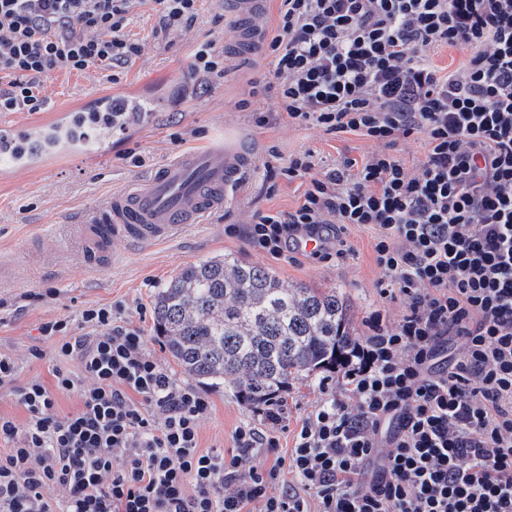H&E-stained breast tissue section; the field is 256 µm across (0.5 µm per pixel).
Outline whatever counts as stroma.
Here are the masks:
<instances>
[{"mask_svg": "<svg viewBox=\"0 0 512 512\" xmlns=\"http://www.w3.org/2000/svg\"><path fill=\"white\" fill-rule=\"evenodd\" d=\"M157 29L158 14L152 0H147L132 9L127 27L142 52L118 69L116 78L96 68L81 74L56 70L41 86L52 111L66 110L102 89L117 98L134 93L148 104L164 94L169 104L157 113L152 126L127 129L112 153L97 163H84L74 155L39 174L19 172L0 179V353L12 356L19 366L15 385L0 386V414L16 422H24L26 412L14 386L35 377L48 385L54 381L55 342L41 336V323L62 319L69 321L73 333H86L81 313L91 305L121 307L122 321L139 327L151 352L172 373H179V366L154 336L151 301L157 288L183 267L203 259L230 254L272 271L288 285L337 289L345 295L353 327L361 337L368 336L373 313L392 325L406 305V296L381 292L383 274L375 261L376 232L371 227L351 225L337 233L332 241L335 253L328 261L299 254L276 258L254 247L243 233L256 213L289 212L302 201L306 180L277 174L288 157L312 151L316 172L324 173L347 159H367L380 151V144L356 133L330 134L313 125L276 119L256 124V110L271 109V101L257 102L252 110L240 108L239 102L248 80L271 75L269 59L259 53L246 58L227 55L223 81L196 86L189 69L194 47L211 39L222 48L232 40L224 0H201L191 27L164 36ZM222 134L245 146L253 158L223 211L170 240L136 248L117 245L110 265L92 270L83 264L74 224L77 216L147 179L183 151L202 147ZM131 149L141 157V164L125 160ZM48 288L53 289V297L39 299V292ZM36 347L43 350V358L32 357ZM319 382L313 375L289 386L288 430L282 441H291L302 418L321 401ZM204 393L212 411L201 424L200 446L230 449L235 428L256 421L257 416L231 391L208 387Z\"/></svg>", "mask_w": 512, "mask_h": 512, "instance_id": "1", "label": "stroma"}]
</instances>
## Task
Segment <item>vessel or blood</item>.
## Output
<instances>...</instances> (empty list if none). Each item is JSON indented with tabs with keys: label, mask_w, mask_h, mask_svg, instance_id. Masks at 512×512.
Listing matches in <instances>:
<instances>
[{
	"label": "vessel or blood",
	"mask_w": 512,
	"mask_h": 512,
	"mask_svg": "<svg viewBox=\"0 0 512 512\" xmlns=\"http://www.w3.org/2000/svg\"><path fill=\"white\" fill-rule=\"evenodd\" d=\"M265 9L266 0H224L238 56H249L261 43L264 31L260 19ZM164 107V101L158 99L153 111L143 112L135 104L115 100L110 92L102 91L48 118L2 123L0 174L32 173L49 160L68 154L95 158L109 152L115 137L112 129L98 131L95 144H86L75 132L80 113L123 112L146 126L154 112ZM250 165L249 156L229 142L182 154L152 178L114 194L105 206L80 220L77 232L84 260L92 267H103L111 262L116 243L157 242L205 223L210 213L223 208Z\"/></svg>",
	"instance_id": "vessel-or-blood-1"
}]
</instances>
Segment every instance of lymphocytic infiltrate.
I'll use <instances>...</instances> for the list:
<instances>
[{"label":"lymphocytic infiltrate","mask_w":512,"mask_h":512,"mask_svg":"<svg viewBox=\"0 0 512 512\" xmlns=\"http://www.w3.org/2000/svg\"><path fill=\"white\" fill-rule=\"evenodd\" d=\"M135 2L0 0V112L44 110L54 70L139 56L126 32ZM280 2L264 44L272 77L251 96L289 123L385 149L321 176L312 152L289 157L279 173L307 179L302 203L257 213L245 235L281 256L302 234L372 227L385 291L408 299L401 319L372 317L343 396L315 405L284 453L280 395L230 451H203L209 400L117 309L85 308L82 335L42 323L53 386H16L0 353V386L27 412L21 424L0 415V512H512V0ZM442 45L467 52L444 76L429 60ZM414 133L429 150L412 175L388 148ZM60 392L77 396L75 412L59 413Z\"/></svg>","instance_id":"f902f5d3"}]
</instances>
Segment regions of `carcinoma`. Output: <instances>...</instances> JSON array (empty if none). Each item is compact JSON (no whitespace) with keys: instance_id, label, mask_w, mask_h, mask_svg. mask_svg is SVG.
<instances>
[{"instance_id":"carcinoma-1","label":"carcinoma","mask_w":512,"mask_h":512,"mask_svg":"<svg viewBox=\"0 0 512 512\" xmlns=\"http://www.w3.org/2000/svg\"><path fill=\"white\" fill-rule=\"evenodd\" d=\"M152 307L156 337L182 371L249 405L342 366L359 344L336 289L289 288L231 257L182 268Z\"/></svg>"}]
</instances>
